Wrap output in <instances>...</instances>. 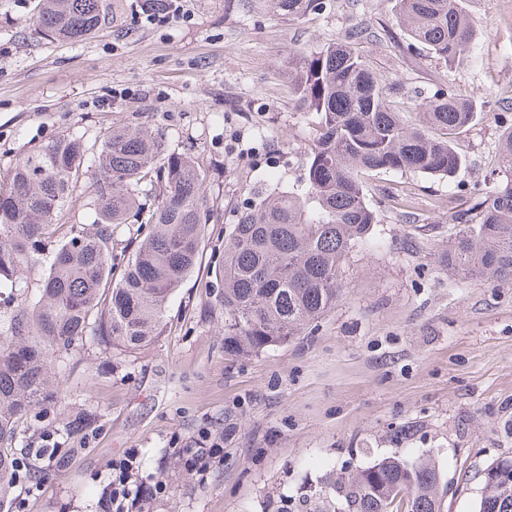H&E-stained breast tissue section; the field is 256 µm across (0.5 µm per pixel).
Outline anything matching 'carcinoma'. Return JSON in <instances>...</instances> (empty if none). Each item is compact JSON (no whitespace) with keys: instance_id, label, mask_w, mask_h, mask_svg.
Instances as JSON below:
<instances>
[{"instance_id":"cac0c4a2","label":"carcinoma","mask_w":512,"mask_h":512,"mask_svg":"<svg viewBox=\"0 0 512 512\" xmlns=\"http://www.w3.org/2000/svg\"><path fill=\"white\" fill-rule=\"evenodd\" d=\"M314 0H271L295 20ZM409 40L451 68L468 55L473 24L462 0H397ZM114 22L106 0H39L38 32L80 42ZM299 103L317 123L305 192L262 195L237 216L218 267L224 346L231 356L259 353L317 324L339 298L338 274L352 249L370 240L379 210L364 192L370 173L412 171L452 177L461 156L454 135L480 109L450 87L417 100L374 71L346 39L322 47L290 72ZM419 120H403L404 104ZM498 178L450 216L462 225L448 245V270L512 280V126L501 135ZM203 165L168 149L138 124L107 130L96 148L62 134L19 157L0 180V498L8 480L39 485L43 460L65 470L73 448L31 453L47 408H66L56 383L85 346L135 350L163 328L171 295L198 263L211 206ZM81 206L86 223L65 220ZM48 271L28 276L37 256ZM85 413L67 417L66 435L87 433ZM474 512H512V485L491 484ZM348 512H442L441 474L427 459L413 466L384 457L336 482Z\"/></svg>"}]
</instances>
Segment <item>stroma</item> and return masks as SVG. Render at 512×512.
<instances>
[{
    "instance_id": "35a3bbf8",
    "label": "stroma",
    "mask_w": 512,
    "mask_h": 512,
    "mask_svg": "<svg viewBox=\"0 0 512 512\" xmlns=\"http://www.w3.org/2000/svg\"><path fill=\"white\" fill-rule=\"evenodd\" d=\"M37 0H0V178L62 134L91 142L112 125L144 124L206 170L214 207L199 262L173 293L161 336L131 352L89 349L61 380L71 411L95 427L67 437L65 474L16 485L0 512H105L110 465L136 452L138 482L166 490L148 512H345L334 484L397 454L432 459L451 489L444 512H473L480 471L512 457V282L464 279L443 261L451 212L488 182L512 101V0H465L476 36L454 67L407 49L395 0H328L298 20L267 0H180L149 19L140 0H110L116 26L69 44L36 30ZM363 30L355 48L377 73L427 93L456 86L487 101L456 139L454 179L412 172L366 177L381 212L380 246L353 248L341 295L315 329L246 358L224 351L214 270L232 218L258 193L299 189L316 116L288 63ZM223 436L206 480L177 449Z\"/></svg>"
}]
</instances>
